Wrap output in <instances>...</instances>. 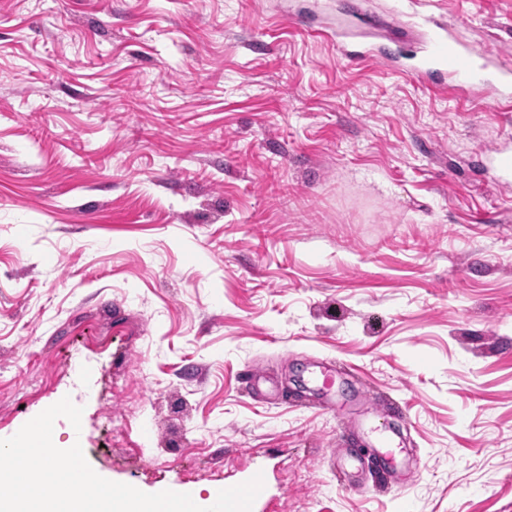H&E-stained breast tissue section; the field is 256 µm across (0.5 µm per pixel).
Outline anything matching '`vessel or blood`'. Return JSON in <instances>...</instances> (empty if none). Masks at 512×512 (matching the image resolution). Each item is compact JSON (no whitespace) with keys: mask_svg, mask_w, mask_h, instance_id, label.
Returning <instances> with one entry per match:
<instances>
[{"mask_svg":"<svg viewBox=\"0 0 512 512\" xmlns=\"http://www.w3.org/2000/svg\"><path fill=\"white\" fill-rule=\"evenodd\" d=\"M360 21L362 30L340 28L331 37L339 53L348 61H378L393 71L427 80L437 89L453 90L461 98L480 91L499 109L512 110V67L505 65L499 55L486 49L459 47L451 30L426 14L421 15L419 22L424 38L411 56L400 45L375 41L370 17L361 16ZM489 157L495 179H512L511 149L499 145ZM346 371V366L340 362L316 370L313 381L319 393V408L335 409L336 383ZM368 435L376 445L372 464L378 472L387 473L397 449L394 435L390 427L378 419L370 425Z\"/></svg>","mask_w":512,"mask_h":512,"instance_id":"vessel-or-blood-1","label":"vessel or blood"}]
</instances>
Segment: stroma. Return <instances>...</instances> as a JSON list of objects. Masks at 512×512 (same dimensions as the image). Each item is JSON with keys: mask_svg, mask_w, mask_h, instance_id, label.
Returning <instances> with one entry per match:
<instances>
[{"mask_svg": "<svg viewBox=\"0 0 512 512\" xmlns=\"http://www.w3.org/2000/svg\"><path fill=\"white\" fill-rule=\"evenodd\" d=\"M298 0H0V439L62 398L100 476L255 512H512V114L291 19ZM411 40L395 0H361ZM512 62V0H427ZM403 486L336 481L369 403ZM126 427L125 439L115 429ZM491 159L492 175L499 181H508L512 177V153L506 145L500 144L488 154ZM348 368L340 362L330 363L316 370L313 381L315 389L319 393V399L314 404L315 408L333 411L336 408V382L343 380L342 375L347 373Z\"/></svg>", "mask_w": 512, "mask_h": 512, "instance_id": "1", "label": "stroma"}]
</instances>
